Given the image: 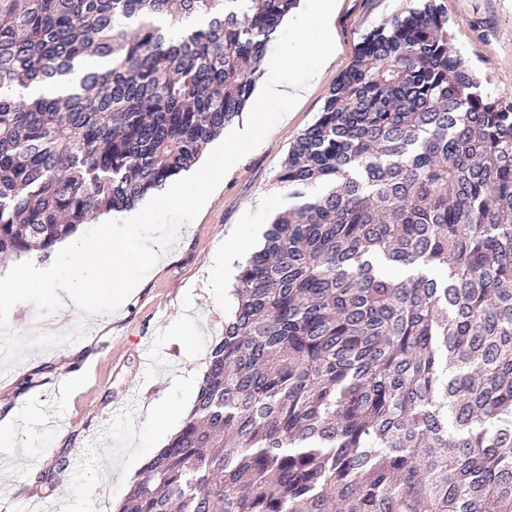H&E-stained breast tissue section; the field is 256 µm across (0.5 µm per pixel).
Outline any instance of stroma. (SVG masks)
Listing matches in <instances>:
<instances>
[{"label":"stroma","instance_id":"35a3bbf8","mask_svg":"<svg viewBox=\"0 0 512 512\" xmlns=\"http://www.w3.org/2000/svg\"><path fill=\"white\" fill-rule=\"evenodd\" d=\"M421 0H339L336 47L314 58L319 71L308 94L283 102L287 122L272 118L271 134L228 171L224 185L197 218L183 226L169 255L141 280L116 310L97 321L75 309L47 315L49 329L66 323L82 329L73 343L31 349L0 376V418H15L25 453L0 447V506L8 512H35L43 502L70 503L80 512H115L128 484L111 479L95 459L123 457L141 433L152 430L145 405L162 395L172 375L205 370L209 347L224 334L233 297L211 290L212 251L229 241H246L253 225L269 227L291 204L277 176L297 137L323 110L327 93L357 54L363 39ZM310 0L284 20L267 57L288 48L312 49L315 30H301ZM453 46L478 76L482 89L512 101V0H448ZM84 371L79 385L68 383L72 368ZM45 408L59 410L65 423L46 428ZM94 461L75 468L79 456ZM69 462L57 472L58 459ZM46 481H39V474Z\"/></svg>","mask_w":512,"mask_h":512}]
</instances>
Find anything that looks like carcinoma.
Masks as SVG:
<instances>
[{
    "label": "carcinoma",
    "instance_id": "carcinoma-1",
    "mask_svg": "<svg viewBox=\"0 0 512 512\" xmlns=\"http://www.w3.org/2000/svg\"><path fill=\"white\" fill-rule=\"evenodd\" d=\"M298 2L0 0V266L194 166ZM479 85L447 0L364 39L117 512H512V102Z\"/></svg>",
    "mask_w": 512,
    "mask_h": 512
}]
</instances>
